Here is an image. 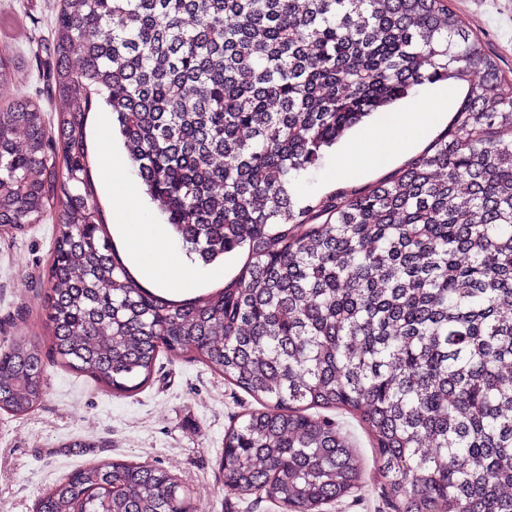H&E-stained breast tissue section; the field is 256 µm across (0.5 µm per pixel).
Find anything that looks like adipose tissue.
Here are the masks:
<instances>
[{
    "instance_id": "ef3b65f1",
    "label": "adipose tissue",
    "mask_w": 512,
    "mask_h": 512,
    "mask_svg": "<svg viewBox=\"0 0 512 512\" xmlns=\"http://www.w3.org/2000/svg\"><path fill=\"white\" fill-rule=\"evenodd\" d=\"M444 118L445 111L440 108L429 113L424 123L402 126L397 122L396 113L386 112L375 124L361 131L357 140L362 144L376 143L388 155L395 156L425 141ZM103 157L101 177L112 192L114 233L125 243L130 263L139 277L166 286V294L171 298L179 297L181 291L168 287L170 278L209 282L223 280V268L199 271L187 267L181 251L168 237L164 225L149 222L136 184L128 173L126 157L108 150L104 151Z\"/></svg>"
}]
</instances>
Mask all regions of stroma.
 <instances>
[{"mask_svg":"<svg viewBox=\"0 0 512 512\" xmlns=\"http://www.w3.org/2000/svg\"><path fill=\"white\" fill-rule=\"evenodd\" d=\"M450 10L481 39L512 94V0H447ZM58 0H0V54L13 57L17 79L0 87V99L48 88L46 55ZM411 149L393 159L377 145L359 147L350 163L355 174L341 179L335 156L301 172L292 190L302 204H319L344 188L373 185L419 156ZM54 220L24 232L0 234V348L17 336L48 350L51 332L43 307L53 250ZM257 401L202 362L160 354L151 382L130 396L112 395L90 378L47 365V394L29 415L0 413V512H34L47 489L74 469L123 459L166 469L188 489L193 512H284L266 495L240 496L225 488L218 467L224 432ZM350 433L363 468L362 487L327 503L321 512H397L375 462L370 437L350 414L333 412Z\"/></svg>","mask_w":512,"mask_h":512,"instance_id":"35a3bbf8","label":"stroma"}]
</instances>
